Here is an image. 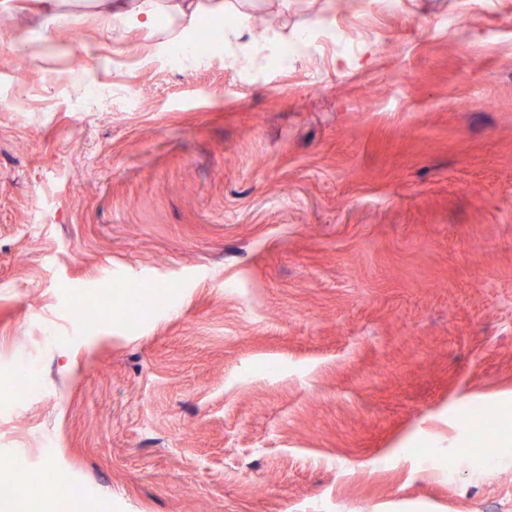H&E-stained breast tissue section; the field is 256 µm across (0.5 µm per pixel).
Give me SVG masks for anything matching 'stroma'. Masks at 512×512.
<instances>
[{"label": "stroma", "mask_w": 512, "mask_h": 512, "mask_svg": "<svg viewBox=\"0 0 512 512\" xmlns=\"http://www.w3.org/2000/svg\"><path fill=\"white\" fill-rule=\"evenodd\" d=\"M37 6L0 5V512H512V445L448 468L512 414V0H248L277 25L177 71L180 25Z\"/></svg>", "instance_id": "obj_1"}]
</instances>
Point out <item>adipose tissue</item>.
Segmentation results:
<instances>
[{"instance_id":"obj_1","label":"adipose tissue","mask_w":512,"mask_h":512,"mask_svg":"<svg viewBox=\"0 0 512 512\" xmlns=\"http://www.w3.org/2000/svg\"><path fill=\"white\" fill-rule=\"evenodd\" d=\"M205 10L235 16L238 30H245L248 26L247 13L233 0H213L209 5L203 0H113L109 16L113 22L122 25L149 29L160 12H171L180 18L183 25L189 26Z\"/></svg>"}]
</instances>
